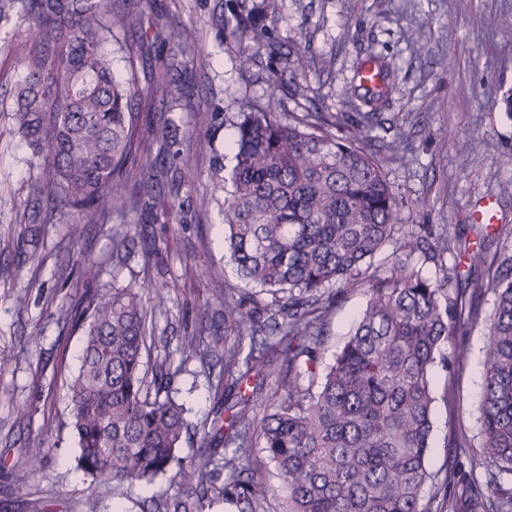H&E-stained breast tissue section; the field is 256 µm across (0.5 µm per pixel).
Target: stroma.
Masks as SVG:
<instances>
[{
	"instance_id": "35a3bbf8",
	"label": "stroma",
	"mask_w": 512,
	"mask_h": 512,
	"mask_svg": "<svg viewBox=\"0 0 512 512\" xmlns=\"http://www.w3.org/2000/svg\"><path fill=\"white\" fill-rule=\"evenodd\" d=\"M135 24L127 32L136 43L140 26L156 19L171 30L191 29L200 53L187 70L171 72L192 109L175 110L173 148L189 155L182 180L161 191L183 201L181 211L161 208L113 215L101 224L84 223L78 212L44 224L27 185L39 173L32 148L10 119L19 65L9 47L29 38L26 26L0 25V512H142L144 504L177 493L169 478L118 489L93 486L73 470L75 441L69 427L67 383L79 366L83 332L68 315L82 295L112 284L167 286L165 311L153 316L150 362H170L176 376L172 395L187 410L189 430L183 456L201 445V429L212 414L213 384L223 371L217 358H183L184 340L197 346L212 336L249 347L247 338L224 327V295L247 299L256 289L236 273L224 248L223 192L214 175L230 164L235 137L227 118L254 101L275 95L284 118L304 108L342 112L362 93L364 64H387L388 95L381 110L392 129L370 145L382 162L401 206L404 230L419 225L434 231L473 221L475 210L493 200L500 224L512 229V122L499 101L512 91V34L498 26L512 15V0H280L270 36L279 47L253 49L255 60L241 71L238 48L216 25L230 0H116ZM305 53L311 66L286 69L288 59ZM209 139L199 148L197 138ZM127 235L126 258L112 255L115 233ZM98 266L88 283L83 263ZM494 296L478 298L480 319L467 331L468 363L459 374L436 367L431 451L433 480L422 489L430 499L447 467L483 478L479 406L483 384L485 316ZM366 303L361 288L339 293L324 318L320 363L328 365L343 346L353 319ZM453 404H445L444 391ZM472 443L466 455L448 448L450 428ZM47 453L39 471L27 466V450Z\"/></svg>"
}]
</instances>
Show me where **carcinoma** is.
Segmentation results:
<instances>
[{"instance_id": "carcinoma-1", "label": "carcinoma", "mask_w": 512, "mask_h": 512, "mask_svg": "<svg viewBox=\"0 0 512 512\" xmlns=\"http://www.w3.org/2000/svg\"><path fill=\"white\" fill-rule=\"evenodd\" d=\"M278 0H259L244 18L219 17L247 67L253 46L266 42V21ZM28 25L36 45L14 43L20 66L11 119L33 147L40 173L30 196L49 212L83 211L88 222L145 205L144 189L160 184L143 161L170 148L171 121L156 123L151 142L138 135L141 109L157 95L178 106L180 88L140 74L138 55L121 41L133 19L114 0H0V23ZM191 31L158 22L140 46L172 43L170 66L188 63ZM116 43L126 72L116 77ZM380 94L348 102L347 112H306L286 122L270 96L237 112L232 166L221 182L224 241L240 277L270 295L246 303L224 294V324L246 332L248 352L215 336L209 352L224 361V389L196 459L181 455L189 422L170 395L175 372L163 361L145 369L151 335L144 287L127 284L86 293L74 317L84 327L77 373L69 382V425L77 439L74 470L92 485L177 480L180 490L150 502L149 512H205L230 501L238 512H267L265 474L215 457L260 441L286 489L281 512H512V255L489 254L486 235L470 224L443 245L432 229L396 237L400 208L379 160L364 148L389 127L376 106ZM370 111L365 112L363 108ZM347 135L339 136L341 129ZM387 246L389 272L371 271ZM468 259L467 270L443 264L446 253ZM417 256L439 266L432 279ZM486 284L494 306L486 318L481 435L486 480L461 494L445 472L439 500L421 502L435 402L433 374L447 365L448 339L458 337L456 372L467 365L465 335L479 315L467 289L492 267ZM361 286L366 308L334 362L318 374L321 324L331 300ZM278 374L285 394L257 418L264 380Z\"/></svg>"}]
</instances>
